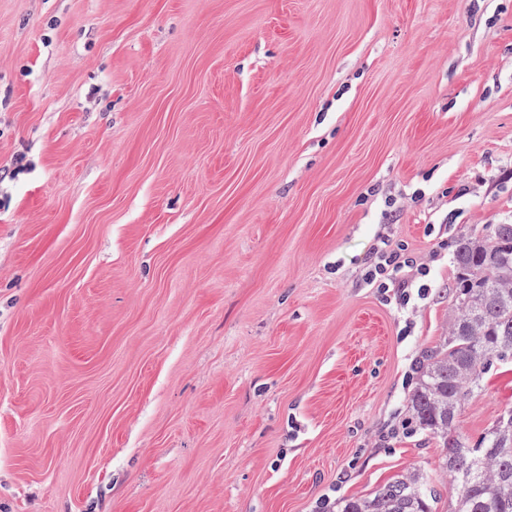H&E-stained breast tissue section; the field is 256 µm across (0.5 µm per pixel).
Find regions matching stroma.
Wrapping results in <instances>:
<instances>
[{
  "label": "stroma",
  "instance_id": "35a3bbf8",
  "mask_svg": "<svg viewBox=\"0 0 512 512\" xmlns=\"http://www.w3.org/2000/svg\"><path fill=\"white\" fill-rule=\"evenodd\" d=\"M510 222L512 0H0V512H447L410 379ZM382 244L384 246L376 251L374 261L367 267L366 279L373 284L379 277L377 288L385 294L391 287L396 304L401 310L407 309L414 290H417L418 297L428 294L431 287L428 284L418 285L417 279L418 275H429L430 269L418 264L416 256L407 247L389 245L384 240ZM437 495L420 472L397 475L364 498L336 502V512H435Z\"/></svg>",
  "mask_w": 512,
  "mask_h": 512
}]
</instances>
